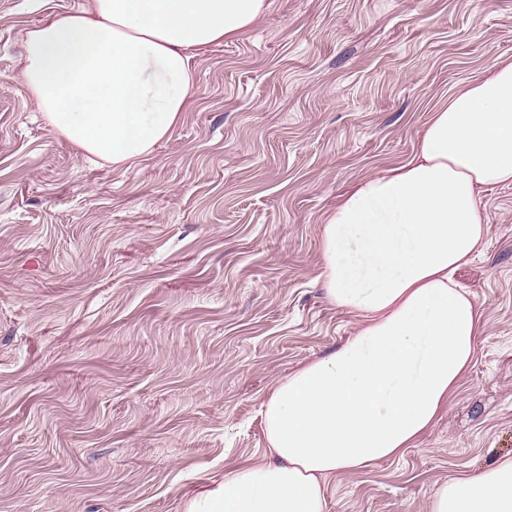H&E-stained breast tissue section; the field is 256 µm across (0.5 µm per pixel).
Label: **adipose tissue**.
<instances>
[{
	"instance_id": "ef3b65f1",
	"label": "adipose tissue",
	"mask_w": 512,
	"mask_h": 512,
	"mask_svg": "<svg viewBox=\"0 0 512 512\" xmlns=\"http://www.w3.org/2000/svg\"><path fill=\"white\" fill-rule=\"evenodd\" d=\"M267 0H91L25 37L22 76L45 121L80 151L131 167L167 140L192 61L257 24ZM512 183V60L432 115L403 164L353 183L321 226L328 301L357 330L276 379L259 462L191 492L186 512H325L328 483L402 453L474 359L481 315L454 280L480 250L483 191ZM430 512H512V456L450 477Z\"/></svg>"
}]
</instances>
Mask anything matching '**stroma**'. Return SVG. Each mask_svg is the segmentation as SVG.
<instances>
[{"label": "stroma", "instance_id": "1", "mask_svg": "<svg viewBox=\"0 0 512 512\" xmlns=\"http://www.w3.org/2000/svg\"><path fill=\"white\" fill-rule=\"evenodd\" d=\"M91 0H0V512H185L258 461L276 378L357 319L324 291L321 226L413 153L448 94L512 57V0H272L202 51L171 137L131 168L42 118L24 36ZM455 274L473 362L401 455L330 481L325 512H430L512 455V185Z\"/></svg>", "mask_w": 512, "mask_h": 512}]
</instances>
